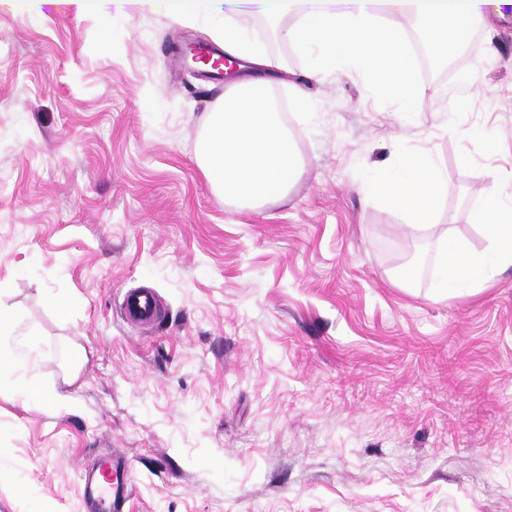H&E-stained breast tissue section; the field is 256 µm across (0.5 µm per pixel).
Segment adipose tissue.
I'll use <instances>...</instances> for the list:
<instances>
[{"label": "adipose tissue", "instance_id": "obj_1", "mask_svg": "<svg viewBox=\"0 0 512 512\" xmlns=\"http://www.w3.org/2000/svg\"><path fill=\"white\" fill-rule=\"evenodd\" d=\"M491 5L508 7L512 0H224L218 45L248 72L225 82L222 108L210 117L200 145L205 176L225 197L256 204L285 197L297 167L294 144L271 96L281 65L243 27L241 15L261 14L280 39L299 51H316L314 75L357 77L368 88L385 90L399 111L413 114L424 109V91L399 21H423L433 50L444 59L472 27L487 22ZM361 189L403 212L404 231L412 238L431 225L440 207L442 173L430 154L415 152L384 179L362 177ZM471 210L490 246L474 253L455 236L440 234L438 289L445 295L476 293L499 269L512 266V194H477Z\"/></svg>", "mask_w": 512, "mask_h": 512}]
</instances>
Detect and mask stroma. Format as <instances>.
Wrapping results in <instances>:
<instances>
[{
  "mask_svg": "<svg viewBox=\"0 0 512 512\" xmlns=\"http://www.w3.org/2000/svg\"><path fill=\"white\" fill-rule=\"evenodd\" d=\"M223 22L222 0L192 22L163 0H0V305L24 316L23 367L0 375V512H91L82 474L115 451L121 512H512V266L472 295L436 288L438 235L485 251L471 196L512 192V10L461 69L481 103L420 72L429 109L409 122L243 16L285 68L298 157L287 196L257 205L198 161L223 82L173 64ZM420 149L443 199L410 239L360 178ZM139 286L155 327L122 318ZM121 313L132 326H147L160 321L162 304L153 289L126 288L121 295Z\"/></svg>",
  "mask_w": 512,
  "mask_h": 512,
  "instance_id": "35a3bbf8",
  "label": "stroma"
}]
</instances>
